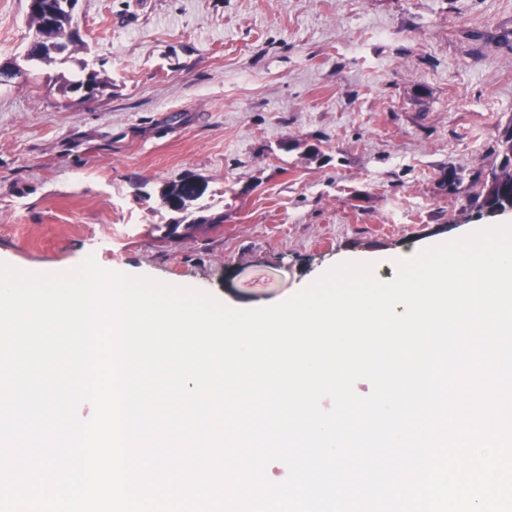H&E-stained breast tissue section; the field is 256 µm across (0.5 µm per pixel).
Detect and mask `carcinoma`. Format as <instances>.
I'll use <instances>...</instances> for the list:
<instances>
[{"label":"carcinoma","instance_id":"carcinoma-1","mask_svg":"<svg viewBox=\"0 0 512 512\" xmlns=\"http://www.w3.org/2000/svg\"><path fill=\"white\" fill-rule=\"evenodd\" d=\"M65 0H40L38 11L29 15L31 26L38 30L48 25L53 33V40L30 44L28 60L37 63L50 64L57 57L70 50V47L81 42L79 31L73 28L71 14L63 8ZM105 83L98 78V73L92 71L85 78L63 83L57 87L62 95L82 93V98L90 100L102 93ZM498 162L493 164L484 176L483 194L474 199L477 208L489 215H495L499 210L512 205V125L506 126L498 143ZM207 185L195 176H183L176 182L166 185L162 199L171 209L185 212L189 207L203 198ZM221 224L224 216L216 215L210 218L200 217L190 223L180 226H167L165 236L170 238L177 234L179 228L191 229L198 223Z\"/></svg>","mask_w":512,"mask_h":512}]
</instances>
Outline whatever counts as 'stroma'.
<instances>
[{
	"mask_svg": "<svg viewBox=\"0 0 512 512\" xmlns=\"http://www.w3.org/2000/svg\"><path fill=\"white\" fill-rule=\"evenodd\" d=\"M82 42L26 61V0H0V262L87 256L279 303L351 253L449 241L512 124V0H78ZM91 101L49 93L85 70ZM207 184L205 224L164 187ZM223 215V223L208 217Z\"/></svg>",
	"mask_w": 512,
	"mask_h": 512,
	"instance_id": "1",
	"label": "stroma"
}]
</instances>
